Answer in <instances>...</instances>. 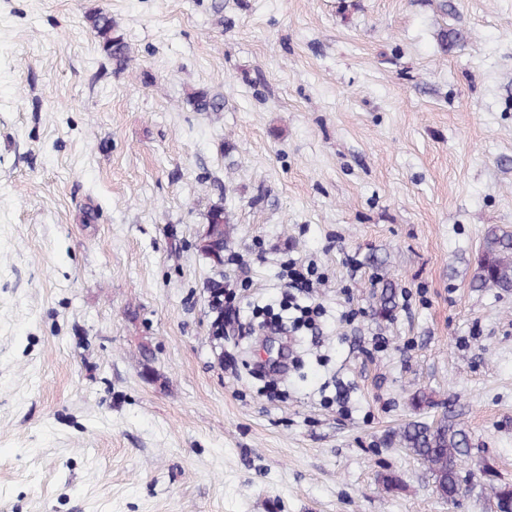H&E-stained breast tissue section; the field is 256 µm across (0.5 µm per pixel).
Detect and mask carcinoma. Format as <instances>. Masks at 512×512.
<instances>
[{
  "label": "carcinoma",
  "mask_w": 512,
  "mask_h": 512,
  "mask_svg": "<svg viewBox=\"0 0 512 512\" xmlns=\"http://www.w3.org/2000/svg\"><path fill=\"white\" fill-rule=\"evenodd\" d=\"M91 29L108 59L119 69L129 62V49L123 35L113 24L112 16L97 13L90 17ZM188 102L196 112H221L224 97L206 90L191 93ZM224 208L214 206L208 215V226L203 251L215 264L224 263ZM478 280L505 293L512 291V232L491 231L484 242ZM402 447L417 456L432 477L438 495L449 502L458 501L462 493L460 464L469 445L467 434L442 417L432 422L411 421L400 429ZM498 512H512V487L501 486L494 491Z\"/></svg>",
  "instance_id": "1"
}]
</instances>
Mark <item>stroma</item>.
I'll use <instances>...</instances> for the list:
<instances>
[{"label": "stroma", "mask_w": 512, "mask_h": 512, "mask_svg": "<svg viewBox=\"0 0 512 512\" xmlns=\"http://www.w3.org/2000/svg\"><path fill=\"white\" fill-rule=\"evenodd\" d=\"M498 228L512 0H0V512H496L512 293L475 277ZM291 261L322 316L282 377L253 360ZM446 411L454 506L397 437ZM89 21L108 59L118 69L124 70L129 62V49L124 36L115 29L111 15L100 12L91 16ZM188 102L196 112H220L224 109L223 96L212 95L207 90L192 92ZM226 223L224 208L220 205L214 206L208 215L205 244L202 248L205 255L217 265L224 263V238L226 235L224 224Z\"/></svg>", "instance_id": "35a3bbf8"}]
</instances>
